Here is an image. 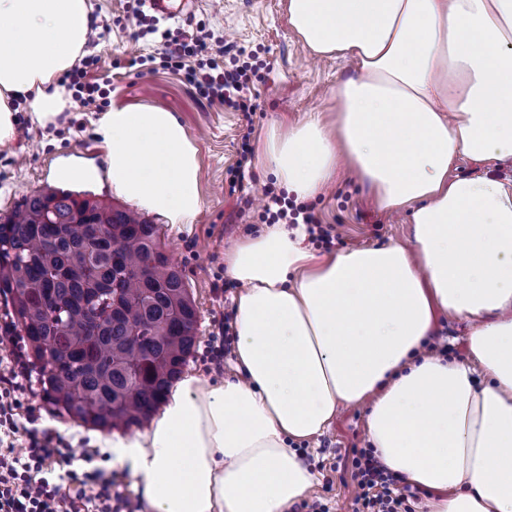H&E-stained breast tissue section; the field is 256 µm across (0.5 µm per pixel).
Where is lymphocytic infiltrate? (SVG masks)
I'll return each mask as SVG.
<instances>
[{"mask_svg":"<svg viewBox=\"0 0 512 512\" xmlns=\"http://www.w3.org/2000/svg\"><path fill=\"white\" fill-rule=\"evenodd\" d=\"M212 33L206 24H197L192 35L182 39L164 38L160 56L162 67L179 73L183 81L209 102H218L251 118L257 105L251 94L253 66L249 61L232 68L213 57ZM95 56L82 59L61 78L85 107L102 109L108 92L92 72ZM263 212L272 224L303 221L311 240L332 244V226L320 224L303 206H294L285 197L269 194ZM32 373L17 357L0 358V431L22 434L21 446L0 449V512H126L127 501L113 495L112 479L105 471L92 468L82 473L67 472L65 482L50 481L46 472L52 458L68 459L67 448L54 444L47 431L25 425L19 417L28 409ZM351 477L355 495L351 512H411L413 493L401 478L375 455L373 449L352 451Z\"/></svg>","mask_w":512,"mask_h":512,"instance_id":"lymphocytic-infiltrate-1","label":"lymphocytic infiltrate"}]
</instances>
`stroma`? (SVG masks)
Listing matches in <instances>:
<instances>
[{"label": "stroma", "mask_w": 512, "mask_h": 512, "mask_svg": "<svg viewBox=\"0 0 512 512\" xmlns=\"http://www.w3.org/2000/svg\"><path fill=\"white\" fill-rule=\"evenodd\" d=\"M94 14L100 24L110 28L94 49L99 57L95 75L107 83L109 103L151 105L174 112L199 151L204 199L200 214L183 227L171 226L158 215L152 221L159 226L167 252L182 269L197 308L198 339L184 371L213 380L226 377L234 372L232 359L217 366L204 356L216 330L214 316L234 308L233 294L224 288V252L241 236L263 226L264 192L279 191L280 186L260 163H253L251 204L240 206L229 190L228 171L238 160L245 127L241 114L208 103L171 71L137 66L136 58L158 55L162 49L145 28L154 22L160 29L182 35L191 33L202 20L214 34L213 48L227 41L252 54L258 93L251 136L255 142L272 123L284 118L292 123L309 118L333 123L337 110L334 90L341 80L355 75V66L345 58L307 51L288 25L286 0H194L184 15L163 20L147 7L140 17H131L129 0H94ZM15 107L18 135L13 145L0 148V218L24 197L48 187L89 199L108 198L114 205L126 207V200L114 195L107 179L105 151L94 134L97 112L76 101L57 124L44 127L33 118L28 103L19 101ZM61 157L84 167L87 177H67L57 164ZM307 205L321 223L332 225L339 235V243L332 247L336 253L362 245L404 244L410 239L407 213L394 215L375 208L367 186L350 174ZM469 330L467 321L442 316L433 334L447 347L449 359L466 365L470 362ZM31 404L39 417L38 427L70 445V470L79 473L92 466L105 467L114 491L130 498L136 512H148L129 468L113 461L107 446L109 432L57 414L42 396L33 397ZM367 412L363 405L341 409L327 432L300 444L304 463L317 474L306 502L327 505L331 512H348L355 492L349 459L353 449L370 445Z\"/></svg>", "instance_id": "stroma-1"}]
</instances>
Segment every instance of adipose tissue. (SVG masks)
<instances>
[{
	"label": "adipose tissue",
	"mask_w": 512,
	"mask_h": 512,
	"mask_svg": "<svg viewBox=\"0 0 512 512\" xmlns=\"http://www.w3.org/2000/svg\"><path fill=\"white\" fill-rule=\"evenodd\" d=\"M314 55L352 59L336 124L279 122L260 160L288 193L345 170L384 211L409 208L411 247L320 255L305 225L236 241L237 376L188 375L150 428L116 437L150 512H288L316 482L299 442L367 403L369 440L427 512H512V0H288ZM91 0H0V147L13 98L41 125L71 106L60 76L84 55ZM113 191L189 224L200 159L176 114L113 106L94 123ZM470 173L449 176L459 160ZM470 321L471 365L428 355L437 314Z\"/></svg>",
	"instance_id": "adipose-tissue-1"
}]
</instances>
